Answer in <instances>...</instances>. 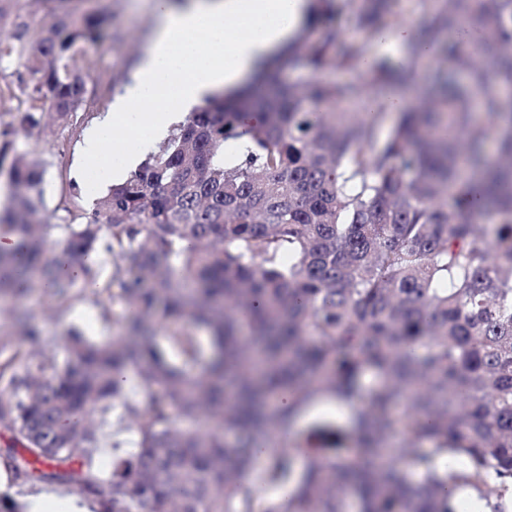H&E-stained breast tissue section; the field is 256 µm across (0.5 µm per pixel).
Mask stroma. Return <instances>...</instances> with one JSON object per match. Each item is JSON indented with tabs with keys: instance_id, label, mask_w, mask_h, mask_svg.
<instances>
[{
	"instance_id": "1",
	"label": "stroma",
	"mask_w": 512,
	"mask_h": 512,
	"mask_svg": "<svg viewBox=\"0 0 512 512\" xmlns=\"http://www.w3.org/2000/svg\"><path fill=\"white\" fill-rule=\"evenodd\" d=\"M71 8L75 21L90 15L104 20L98 43L78 56L79 67L88 75L89 90L99 96L97 105L80 110L72 125L53 122L33 135L18 128L13 110H0V131L9 133L7 159L24 156L42 162L46 168L44 206L39 216L48 224L68 222L69 215L64 209L68 188L76 189L78 202L88 213L107 191L109 180H102L91 190L78 185L74 173L87 133L109 111L114 97L131 79L155 26L154 0H73ZM21 307L39 318L50 332L60 333L73 326L96 343L111 340L118 330L117 320L124 314L121 305L114 304L109 308V320H102L99 306L87 301L76 305L63 318H48L44 315V295L38 288L23 300Z\"/></svg>"
}]
</instances>
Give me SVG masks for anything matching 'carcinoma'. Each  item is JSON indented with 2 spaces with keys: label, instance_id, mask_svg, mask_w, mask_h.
Returning a JSON list of instances; mask_svg holds the SVG:
<instances>
[{
  "label": "carcinoma",
  "instance_id": "carcinoma-1",
  "mask_svg": "<svg viewBox=\"0 0 512 512\" xmlns=\"http://www.w3.org/2000/svg\"><path fill=\"white\" fill-rule=\"evenodd\" d=\"M9 3L0 57L39 76L18 126L66 124L94 102L73 62L101 19L54 9L33 28ZM345 4L310 0L317 35L299 33L263 74L266 97L247 85L209 98L91 214L71 193L69 223H31L44 168L14 159L0 303L38 278L58 315L90 298L126 315L98 345L11 313L0 429L28 455H0V512H26L21 497L47 487L79 491L90 512H257L292 481L297 496L265 512H349V495L359 512H457L452 488L473 492L472 512H512V0H442L398 71L325 82L367 54L337 20ZM386 5L353 14L366 37L401 23ZM464 25L471 43L444 38ZM425 47L452 67L425 71L438 96L381 141V113L351 106L369 86H416ZM283 66L309 80L278 84ZM481 213L496 221L487 242ZM92 251L111 257L107 276ZM60 255L97 288L61 275ZM130 370L135 387L114 384ZM324 397L357 402L354 427L293 438L296 412ZM127 429L134 453L117 439ZM257 444L269 451L253 462Z\"/></svg>",
  "mask_w": 512,
  "mask_h": 512
}]
</instances>
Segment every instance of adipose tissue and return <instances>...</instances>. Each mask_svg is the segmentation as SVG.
<instances>
[{
	"label": "adipose tissue",
	"instance_id": "1",
	"mask_svg": "<svg viewBox=\"0 0 512 512\" xmlns=\"http://www.w3.org/2000/svg\"><path fill=\"white\" fill-rule=\"evenodd\" d=\"M308 8L309 0H154L151 39L123 93L88 134L81 171L124 181L147 141L181 119L167 93L189 108L249 81L293 40Z\"/></svg>",
	"mask_w": 512,
	"mask_h": 512
}]
</instances>
